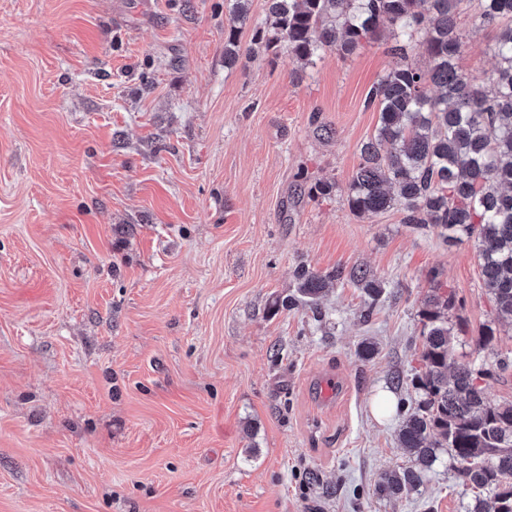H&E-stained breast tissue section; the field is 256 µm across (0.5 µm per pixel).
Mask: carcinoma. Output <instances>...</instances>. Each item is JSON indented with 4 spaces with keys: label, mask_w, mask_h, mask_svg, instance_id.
<instances>
[{
    "label": "carcinoma",
    "mask_w": 512,
    "mask_h": 512,
    "mask_svg": "<svg viewBox=\"0 0 512 512\" xmlns=\"http://www.w3.org/2000/svg\"><path fill=\"white\" fill-rule=\"evenodd\" d=\"M249 0H233L224 30V64L239 56L235 23ZM255 32L265 49L284 45L307 66L325 49L351 54L382 37L404 63L369 90L366 103L379 112L375 134L359 150L349 182L351 211L369 216L396 208L405 224L433 230L444 242L473 241L495 320L477 346L495 340L494 321L512 320V0H267ZM472 12L476 28L497 29L498 67L488 82L459 71L460 14ZM422 44L429 67L405 62ZM309 267L295 271L297 296L288 307L319 309L328 281ZM350 279L365 294V318L384 284L354 270ZM453 295L433 289L420 311L421 368L411 384L416 407L403 417L399 442L411 465L385 472L377 485L385 497H407L429 480L442 451L456 463L461 486L479 490L465 512H512V403L498 404L482 386L486 371L454 358Z\"/></svg>",
    "instance_id": "1"
}]
</instances>
